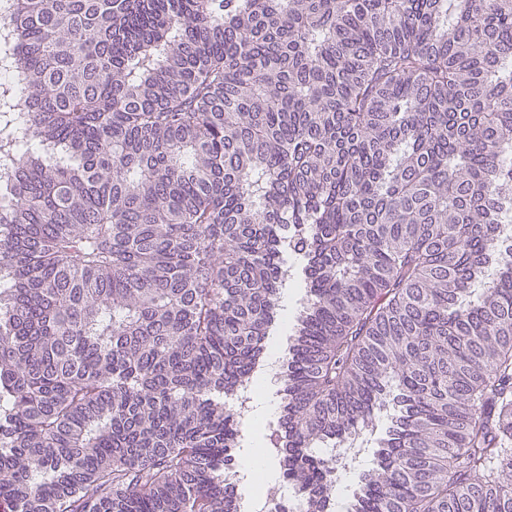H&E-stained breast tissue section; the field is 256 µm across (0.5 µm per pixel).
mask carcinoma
I'll list each match as a JSON object with an SVG mask.
<instances>
[{
	"mask_svg": "<svg viewBox=\"0 0 512 512\" xmlns=\"http://www.w3.org/2000/svg\"><path fill=\"white\" fill-rule=\"evenodd\" d=\"M0 512H241L391 419L348 512H512V0H16ZM260 442L259 435L255 431H249L246 433V439L244 441L243 447L240 448L238 452L236 467L241 472V475L244 474V480L239 483L238 492L242 495L243 498L250 499L251 501L258 500L256 503V510L254 512H268L263 509L266 493L265 491L262 494H258L255 492L251 480L247 478V475L243 469V461L246 457L248 459L245 461L246 471L250 473L251 471H258L264 465L265 461L262 457L258 455H250L252 446L257 445Z\"/></svg>",
	"mask_w": 512,
	"mask_h": 512,
	"instance_id": "1",
	"label": "carcinoma"
}]
</instances>
